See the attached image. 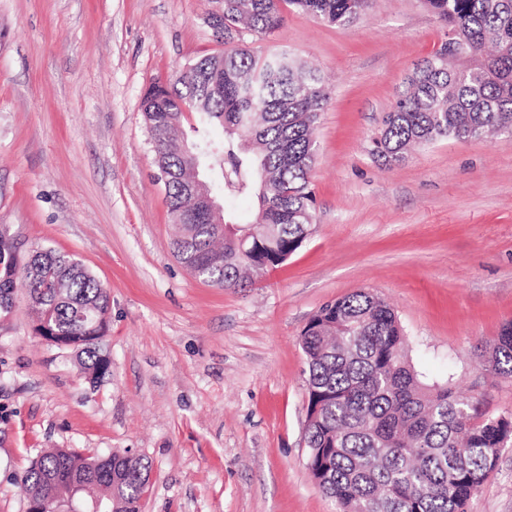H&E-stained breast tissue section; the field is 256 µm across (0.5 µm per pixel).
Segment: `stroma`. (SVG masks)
I'll list each match as a JSON object with an SVG mask.
<instances>
[{
	"instance_id": "obj_1",
	"label": "stroma",
	"mask_w": 512,
	"mask_h": 512,
	"mask_svg": "<svg viewBox=\"0 0 512 512\" xmlns=\"http://www.w3.org/2000/svg\"><path fill=\"white\" fill-rule=\"evenodd\" d=\"M210 0H0V224L22 249L73 256L110 292L111 372L36 335L25 289L0 319V512L43 449L146 457L142 512H338L304 439L301 333L367 290L395 310L427 385L512 410V378L480 356L512 321V137L368 149L415 65L446 29L424 0H369L347 26L293 8L258 41L319 70L311 235L244 291L203 283L176 229L140 99L221 51ZM467 512H512V448Z\"/></svg>"
}]
</instances>
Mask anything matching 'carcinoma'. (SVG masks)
I'll use <instances>...</instances> for the list:
<instances>
[{
	"instance_id": "1",
	"label": "carcinoma",
	"mask_w": 512,
	"mask_h": 512,
	"mask_svg": "<svg viewBox=\"0 0 512 512\" xmlns=\"http://www.w3.org/2000/svg\"><path fill=\"white\" fill-rule=\"evenodd\" d=\"M448 22L444 41L404 79L369 152L398 162L416 145L512 136V0H426ZM225 49L203 56L143 95L150 136L172 223L176 258L217 288L238 290L296 252L314 224V125L328 103L323 81L287 51L262 53L245 35L263 39L293 6L344 25L368 0H221ZM197 114L189 139L183 122ZM224 128V139L206 134ZM209 171L227 197H253L252 219L234 222L224 237L186 191L195 171ZM25 281L40 336L74 344L91 382L110 372L102 348L110 296L81 263L50 248L20 251L0 224V317ZM403 327L390 306L368 291L328 303L301 333L308 392L305 438L312 477L338 512H466L472 495L512 447V412L494 416L448 384H423L404 352ZM512 378V323L485 358ZM58 469L107 484L106 512H140L151 463L112 454L83 456L65 448L43 452L17 477L29 512H46Z\"/></svg>"
}]
</instances>
